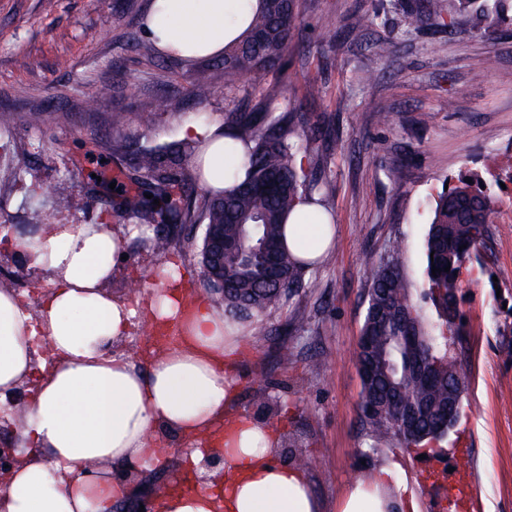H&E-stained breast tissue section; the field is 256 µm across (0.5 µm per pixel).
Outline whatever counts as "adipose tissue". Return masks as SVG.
<instances>
[{"label": "adipose tissue", "mask_w": 512, "mask_h": 512, "mask_svg": "<svg viewBox=\"0 0 512 512\" xmlns=\"http://www.w3.org/2000/svg\"><path fill=\"white\" fill-rule=\"evenodd\" d=\"M263 0H150L145 32L156 48L191 62L223 54L248 34ZM224 126H189L199 150L192 160L201 188L224 179ZM149 228L54 224L16 249L27 268L48 275L50 289L29 304L0 289V416L15 428L17 462L0 485V512H112L129 496L114 467L152 469L159 435L190 443L200 464L206 451L224 458V475L195 490L155 496L153 512H320L307 472L276 462L277 431L242 415L231 417V363L243 337L223 309L188 298L179 277L157 268L156 288L142 307L113 296L125 237ZM333 217L306 202L284 228L283 243L304 268L334 246ZM174 328L141 372L115 347L136 318ZM22 413L12 402L22 387ZM339 512H418L413 494L395 487L394 469L357 480Z\"/></svg>", "instance_id": "ef3b65f1"}]
</instances>
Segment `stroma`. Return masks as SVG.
I'll use <instances>...</instances> for the list:
<instances>
[{"label":"stroma","mask_w":512,"mask_h":512,"mask_svg":"<svg viewBox=\"0 0 512 512\" xmlns=\"http://www.w3.org/2000/svg\"><path fill=\"white\" fill-rule=\"evenodd\" d=\"M148 0H0V110L20 114L39 107L48 115L33 129L16 124L0 134V287L37 301L45 277L25 267L16 242L41 225L115 224L110 183L127 172L112 150L107 122L158 109L148 130L131 124L133 137L161 144L185 137L187 126L214 124L228 112L263 108L264 88L224 85L220 59L191 63L162 54L142 21ZM495 32L454 25H423L402 0H300L303 51L288 50L281 72L265 86L302 104L310 119L331 123L314 144L317 176L330 185L336 248L320 267L303 272L297 292L266 318L270 333L248 335L234 361L232 403L286 435L306 458L322 512H338L346 489L365 475L369 440L359 417L361 380L353 351L367 306L370 274L397 256L414 303L432 325L440 320L424 297L425 238L434 201L446 183L477 178L491 184L495 212L486 267H473L459 295L464 330L450 342L468 368L461 417L446 447L458 449L459 467L475 497L465 512H512V0H501ZM358 13L373 17L368 41L390 40L389 64L354 43L347 30ZM71 62L57 67L59 58ZM490 66H482V58ZM213 94L187 97L194 81ZM391 115L388 124L378 113ZM402 164L403 177L389 169ZM83 196L79 211H57L55 193ZM160 257L143 238L128 239V258L112 279L113 295H144L150 267L173 263L190 296L223 305L221 293L201 282L200 236ZM293 356L280 361L276 344ZM166 470L121 471L133 492L159 491L183 464L177 440H164ZM419 449H383L397 481L412 492L419 512H433L439 494L433 465Z\"/></svg>","instance_id":"stroma-1"}]
</instances>
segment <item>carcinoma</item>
<instances>
[{"mask_svg":"<svg viewBox=\"0 0 512 512\" xmlns=\"http://www.w3.org/2000/svg\"><path fill=\"white\" fill-rule=\"evenodd\" d=\"M264 2V10L250 20L247 37L224 52L227 88L245 80L260 83L280 69L288 47L302 49L298 0ZM421 9L438 20L467 13L476 31L496 23L495 12L476 0H422ZM212 93L204 80L187 89V95L198 101ZM296 118L306 128L305 136L298 139L271 112L224 113V127L232 130L229 137L248 144L241 161L226 153V165L244 167L245 179L222 194L205 196L198 206L203 224L224 225V318L254 321L258 332L266 331L264 317L280 307L301 277L297 259L281 242L286 216L302 202L325 203L330 191L328 182L309 175L302 164L312 152L320 126L308 125L304 114ZM18 120L38 127L48 116L38 108L18 118L0 110V131H10ZM109 122L117 135L114 149L129 155L142 186L132 192L116 183L122 213L144 224L190 222L188 191L196 175L189 164L197 145L134 141L126 135L124 112L111 113ZM148 194L153 198H146ZM156 200L160 204H154ZM53 204L58 210H78L82 199L60 192ZM492 206L491 194L466 183L443 190L435 200L426 240L425 285L446 334H432L396 257L373 269L355 360L364 367L360 416L374 455L395 445L430 448L448 435L459 418L464 365L449 349L448 338L463 332L458 300L463 274L472 260H480V249L486 246ZM434 267L440 273L432 274ZM398 336L421 337L417 369H408L411 355L398 344Z\"/></svg>","mask_w":512,"mask_h":512,"instance_id":"carcinoma-1","label":"carcinoma"}]
</instances>
